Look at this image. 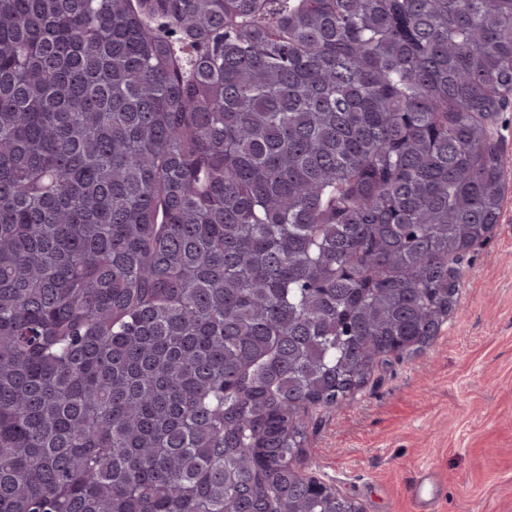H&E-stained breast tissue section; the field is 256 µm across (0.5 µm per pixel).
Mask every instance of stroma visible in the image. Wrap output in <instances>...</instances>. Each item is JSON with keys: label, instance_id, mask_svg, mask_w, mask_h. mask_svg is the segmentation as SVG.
<instances>
[{"label": "stroma", "instance_id": "stroma-1", "mask_svg": "<svg viewBox=\"0 0 512 512\" xmlns=\"http://www.w3.org/2000/svg\"><path fill=\"white\" fill-rule=\"evenodd\" d=\"M507 191L501 221L464 263L433 344L391 358L306 423L304 466L362 512H414L407 484L444 479L439 512H512V106L491 124Z\"/></svg>", "mask_w": 512, "mask_h": 512}]
</instances>
